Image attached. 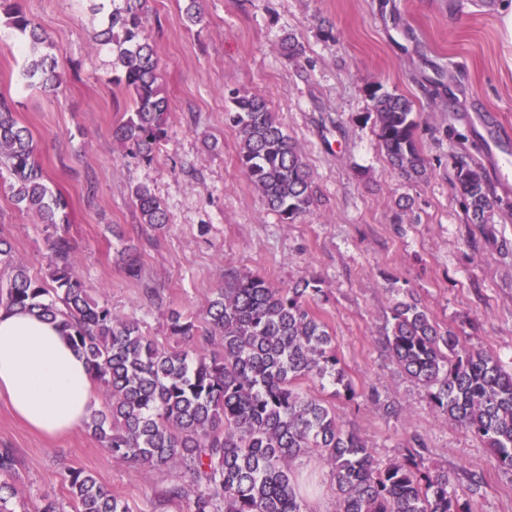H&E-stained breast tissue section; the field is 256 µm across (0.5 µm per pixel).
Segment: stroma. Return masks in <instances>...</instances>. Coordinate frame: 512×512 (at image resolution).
Instances as JSON below:
<instances>
[{
	"label": "stroma",
	"instance_id": "obj_1",
	"mask_svg": "<svg viewBox=\"0 0 512 512\" xmlns=\"http://www.w3.org/2000/svg\"><path fill=\"white\" fill-rule=\"evenodd\" d=\"M499 2L201 0L203 18L187 29L178 22L185 0H150L147 28L170 114L168 138L149 163L112 139L126 95L111 82L115 53L96 40L104 16L90 0H21L55 44L61 83L53 94L26 87L21 39L0 23V95L31 130L48 186L68 201L72 262L92 296L164 344L169 310L203 318L225 270L281 286L316 275L325 291L318 310L357 396L347 400L317 381L307 390L357 430L380 463L400 460L416 433L427 466L447 468L460 483L479 473L472 512H512V472L435 412L427 390L391 360L383 327L398 289L410 288L442 327L512 361V167L502 165L512 154V43L500 31ZM287 32L304 45L302 57L280 56ZM376 83L413 101L426 179L408 181L388 162L366 94ZM231 89L263 96L300 145L317 187L305 219L282 223L241 170L238 133L224 120ZM461 159L486 177L491 233L463 208L454 185ZM138 184L163 202V230L141 224L130 197ZM0 237L39 271L44 227L15 204L1 169ZM129 243L139 248V282L118 257ZM146 285L161 305H145ZM394 405L410 420L391 414ZM0 448L18 459V512H37L45 490L61 512H74L62 482L71 469L92 473L132 512H154L161 490L185 479L178 467L112 459L84 427L37 434L2 398ZM294 472L317 484L315 512H336L329 467L310 454Z\"/></svg>",
	"mask_w": 512,
	"mask_h": 512
}]
</instances>
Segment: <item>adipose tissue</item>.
I'll return each mask as SVG.
<instances>
[{"instance_id":"adipose-tissue-1","label":"adipose tissue","mask_w":512,"mask_h":512,"mask_svg":"<svg viewBox=\"0 0 512 512\" xmlns=\"http://www.w3.org/2000/svg\"><path fill=\"white\" fill-rule=\"evenodd\" d=\"M0 396L47 436L80 428L99 406L84 358L55 324L22 310L0 309Z\"/></svg>"}]
</instances>
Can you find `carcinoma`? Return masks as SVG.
Here are the masks:
<instances>
[{
  "mask_svg": "<svg viewBox=\"0 0 512 512\" xmlns=\"http://www.w3.org/2000/svg\"><path fill=\"white\" fill-rule=\"evenodd\" d=\"M148 0H124L102 30L116 42L112 83L129 94L126 119L112 139L128 155L154 160L168 136L169 104L158 58L145 22ZM4 23L27 36L26 85L44 93L60 85L49 36L19 0H0ZM184 26L202 20L199 0H188L178 17ZM287 60L304 53L291 33L278 40ZM381 146L407 180L426 178L427 162L415 139L413 103L381 85L368 90ZM225 119L239 135L238 160L265 206L284 223L311 213L313 177L297 143L257 94L229 92ZM30 130L18 123L11 103L0 99V165L11 177L14 202L45 225V268L39 275L14 259L0 237V308L22 309L61 327L85 358L104 408L87 430L115 460L163 470L179 466L187 480L170 485L160 502H180L184 512H313L314 486L300 485L293 463L315 454L336 481V512H470L482 478L461 486L444 468L425 464L421 438L410 436L403 459L380 465L360 433L346 430L335 412L303 391L308 380L357 393L336 355L334 337L316 310L322 281L303 277L278 286L250 272L227 270L201 324L171 309L165 346L146 335L138 320L112 313L108 301L92 298L77 275L66 230L68 203L47 186ZM456 186L475 224L491 223L488 184L476 167L456 163ZM141 223L162 229L164 204L145 185L131 189ZM391 310L384 345L396 364L424 386L436 411L480 438L498 465L512 471V365L441 327L404 288ZM17 457L0 448V512H13L19 494ZM75 512H130L83 470L64 476Z\"/></svg>",
  "mask_w": 512,
  "mask_h": 512,
  "instance_id": "cac0c4a2",
  "label": "carcinoma"
}]
</instances>
